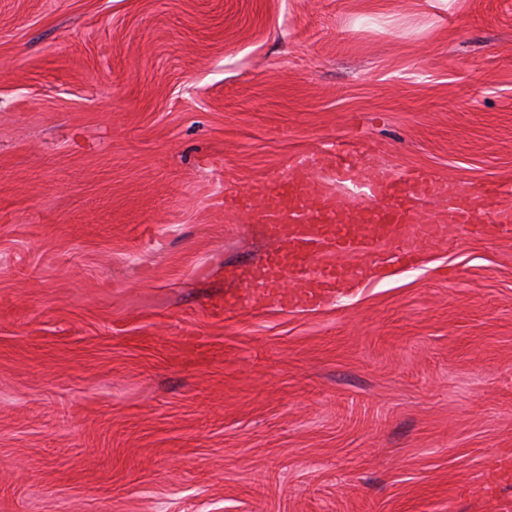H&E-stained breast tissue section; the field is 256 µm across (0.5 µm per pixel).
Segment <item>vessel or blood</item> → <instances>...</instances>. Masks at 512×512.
<instances>
[{
	"label": "vessel or blood",
	"instance_id": "1",
	"mask_svg": "<svg viewBox=\"0 0 512 512\" xmlns=\"http://www.w3.org/2000/svg\"><path fill=\"white\" fill-rule=\"evenodd\" d=\"M323 169L333 171L334 185L318 193L312 184ZM348 184L356 188L358 202L350 223L341 224L336 188ZM505 195L493 183L463 191L427 172L401 179L350 142L304 156L288 171L258 184L253 197L226 192L224 209L244 212L276 244L264 266L246 277V286L265 287L281 308L315 310L374 276L381 262L414 264L423 243L454 235L494 238L511 231L512 206L505 204ZM437 196L449 197L452 206L435 219L417 221L415 201ZM382 243L393 245V253L381 262H361V255ZM302 270L308 273L302 287L280 288V281ZM511 485L512 456L499 455L487 463L477 484L461 487L460 493L495 501L500 512H512V502L500 496Z\"/></svg>",
	"mask_w": 512,
	"mask_h": 512
}]
</instances>
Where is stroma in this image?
I'll return each mask as SVG.
<instances>
[{
	"label": "stroma",
	"instance_id": "stroma-1",
	"mask_svg": "<svg viewBox=\"0 0 512 512\" xmlns=\"http://www.w3.org/2000/svg\"><path fill=\"white\" fill-rule=\"evenodd\" d=\"M352 141L512 187V0H0V512H493L512 234L224 311ZM512 483V456L499 455L492 458L475 485L463 486L459 494L472 499L493 500L500 511H511V501L499 497L502 490Z\"/></svg>",
	"mask_w": 512,
	"mask_h": 512
}]
</instances>
